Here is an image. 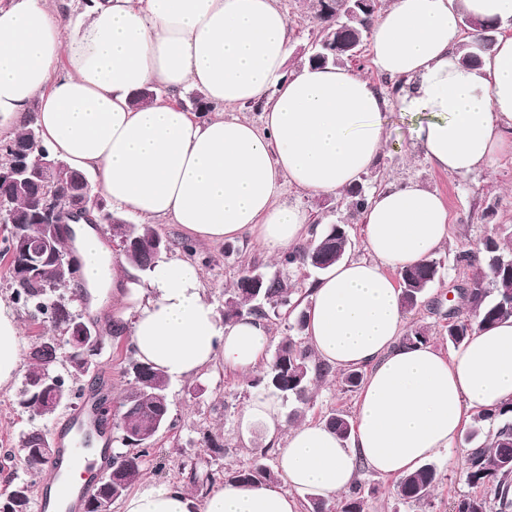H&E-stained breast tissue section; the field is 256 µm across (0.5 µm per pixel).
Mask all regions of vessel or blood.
<instances>
[{
    "label": "vessel or blood",
    "instance_id": "vessel-or-blood-1",
    "mask_svg": "<svg viewBox=\"0 0 512 512\" xmlns=\"http://www.w3.org/2000/svg\"><path fill=\"white\" fill-rule=\"evenodd\" d=\"M57 444L47 463L52 479L37 493L36 512H81L96 476L112 466V439L101 431L92 399L59 428Z\"/></svg>",
    "mask_w": 512,
    "mask_h": 512
}]
</instances>
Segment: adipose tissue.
<instances>
[{
    "instance_id": "adipose-tissue-1",
    "label": "adipose tissue",
    "mask_w": 512,
    "mask_h": 512,
    "mask_svg": "<svg viewBox=\"0 0 512 512\" xmlns=\"http://www.w3.org/2000/svg\"><path fill=\"white\" fill-rule=\"evenodd\" d=\"M499 26L477 65L460 61L462 15ZM376 68L405 87L392 100L352 68L289 71L293 42L277 0H92L66 28L52 0L0 7V134L21 132L30 106L51 152L91 179L113 209L144 223L177 224L205 242L254 237L278 255L305 240L307 217L279 204L284 184L340 194L378 158L392 106L427 113L419 149L435 169L465 175L512 154V0H390L369 33ZM199 88L217 111L189 112L173 98ZM148 88L166 97L136 103ZM263 122L224 117L247 103ZM368 255L345 257L309 285L306 340L320 361L366 369L354 431L326 422L285 428L280 406L254 393L239 417L278 448L280 484L222 483L203 495L177 482L146 485L121 512H301L310 491L336 503L357 464L397 481L441 450H454L471 415L512 403V321L476 331L449 353L403 343L406 311L394 271L434 256L448 237L437 192L393 184L361 213ZM83 282L112 292V323L135 356L172 379L215 363L254 372L267 324L224 321L197 267L174 258L148 286L123 255L80 228ZM13 304L0 298V390L22 368Z\"/></svg>"
}]
</instances>
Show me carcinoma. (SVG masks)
<instances>
[{
    "label": "carcinoma",
    "instance_id": "obj_1",
    "mask_svg": "<svg viewBox=\"0 0 512 512\" xmlns=\"http://www.w3.org/2000/svg\"><path fill=\"white\" fill-rule=\"evenodd\" d=\"M352 0H316L313 16L317 31L309 48L300 57L301 64L343 65L360 51L368 37L379 0H370L364 8H355ZM461 27L474 39L458 47L461 61L475 64L479 55L471 51L476 45L482 51L491 49L495 42L496 25L465 16ZM24 159L31 166L38 160H50L40 131L33 121L14 137L0 140V163L7 164ZM86 180L84 174L71 168L66 177L53 167H39L36 182L38 191L20 192L15 183L0 181V210L16 216H25L41 208V194L49 192L59 204L70 202L75 185ZM350 216L360 214L366 204L367 194L358 185L347 190ZM123 234L132 242V248L124 252L129 265L142 272L151 273L158 265L160 252L155 242L164 241L167 249H180L188 256L195 255V247L188 240L163 239L153 224H123ZM4 235L0 239L3 250L10 257L9 284L12 300L31 319L51 323L60 331H70L71 304L52 310L45 298L56 284L69 280L64 263L59 256L66 252V236L58 233L40 250L30 257L31 273L19 274L16 250L19 225H3ZM351 246L346 225L328 224L320 232L312 234L310 242L284 254L280 263L290 268L307 267L316 274L324 273L339 261ZM455 260L466 264L471 275L458 294L470 307L472 317L460 318L455 310L448 311V336L453 347L463 344L478 328L493 326L512 319V225H499L487 234L474 250L459 252ZM441 264L435 259L399 271V286L404 308L412 311L421 303L426 291L440 276ZM248 272H243L225 300L224 319L232 320L243 314L268 319L269 314L295 315L291 330L295 335L283 339L277 345L263 374L255 385L285 401H294L297 406L287 415L294 422L302 413V406L309 401L311 385L332 372L328 365L317 361L311 348L304 341L307 311L299 309L302 300L295 298L297 289L278 275L264 276L263 286L257 293L246 288L244 281ZM30 367L25 379L39 375L44 369H56L61 362L60 345L46 336L32 340L27 353ZM128 372L137 389L128 390L121 402L119 417L120 439L127 450L114 456L112 468L116 469L112 481V497L122 498L142 473L144 460L151 454L152 442L157 435L160 421L170 418L168 390L170 380L158 369L140 362L131 361ZM326 423L344 440L351 436L353 420L342 411L331 413ZM47 435L39 430L22 433L20 447L28 453L32 470H41L45 461L31 452L46 444ZM474 445L465 457V478L473 488L484 493L464 495L448 503V512H512V404L502 405L471 417L464 437ZM243 485L273 483L277 477L273 471L259 464L230 471L210 470L197 480L199 487L208 489L216 481ZM438 481V473L431 464L403 478L396 487L398 497L406 502L427 507L431 505L432 490ZM369 492L357 480L332 509L318 495L308 497L310 512H366Z\"/></svg>",
    "mask_w": 512,
    "mask_h": 512
}]
</instances>
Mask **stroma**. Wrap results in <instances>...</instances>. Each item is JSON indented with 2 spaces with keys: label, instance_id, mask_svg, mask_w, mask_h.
Returning <instances> with one entry per match:
<instances>
[{
  "label": "stroma",
  "instance_id": "35a3bbf8",
  "mask_svg": "<svg viewBox=\"0 0 512 512\" xmlns=\"http://www.w3.org/2000/svg\"><path fill=\"white\" fill-rule=\"evenodd\" d=\"M294 31L295 52L289 60L290 69L300 67V54L311 38L312 0H279ZM387 142L376 165L361 175L359 182L365 191H373L390 182L413 181L440 194L448 208V240L437 258L444 264L443 277L427 292L426 303L408 313V323L427 326L430 340L442 352L450 344L443 337L445 317L429 312L427 303L444 299L448 290L464 285L469 271L456 265L457 251L474 248L491 229L499 224L512 225V156L500 158L493 168L466 176L448 174L432 168L417 145V121L399 108L390 109L385 117ZM281 202L304 210L311 225L323 226L349 221L350 256H366L359 219L349 218L342 195L311 196L295 186L284 185ZM193 258L201 269L207 296L216 311H223L228 291L243 271L254 268L272 275L287 277L293 288L302 290L315 279L306 268L282 267L278 257L267 254L251 238L233 243H196ZM104 348L97 358L93 373L77 379V388H91L111 381L112 403H120L129 383L128 363L133 356L128 335L113 338L105 318H98ZM22 381L0 391V494L10 491L16 483L25 482L40 488L44 476L29 471L18 450L19 436L30 429L53 434L63 425L68 408H60L53 416L41 418L19 404ZM253 392L252 378L228 369L209 370L191 379L171 381L169 386L171 426L158 433L154 448L143 466L138 486L164 481L191 485L186 461L195 462L198 470L224 467L236 469L257 462L276 468L277 455L258 457L266 442L261 433L244 439L239 428V415ZM357 392L344 390L338 377L313 384L310 402L302 415L306 421H322L333 411L354 414ZM212 436L220 444V452L207 448L203 438ZM436 468L439 483L432 496L430 512H448L451 499L470 493L461 464L449 463L447 452L441 451L430 459ZM362 482L372 488L367 512H421L420 506L400 500L392 480L379 477L370 470L359 474Z\"/></svg>",
  "mask_w": 512,
  "mask_h": 512
}]
</instances>
